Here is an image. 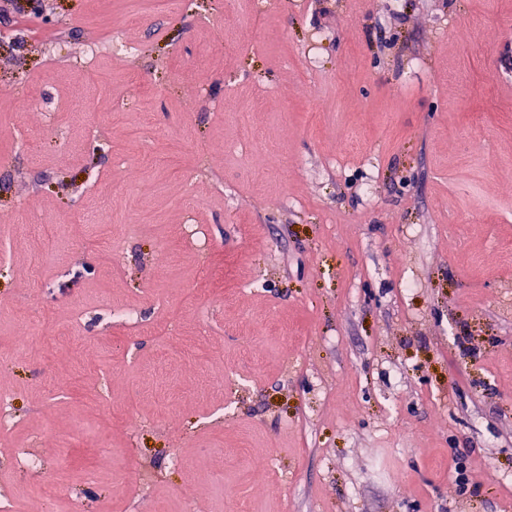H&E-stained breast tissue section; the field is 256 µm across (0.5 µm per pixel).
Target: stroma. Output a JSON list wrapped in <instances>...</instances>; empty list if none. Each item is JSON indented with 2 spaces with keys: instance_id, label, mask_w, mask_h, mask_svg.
<instances>
[{
  "instance_id": "obj_1",
  "label": "stroma",
  "mask_w": 512,
  "mask_h": 512,
  "mask_svg": "<svg viewBox=\"0 0 512 512\" xmlns=\"http://www.w3.org/2000/svg\"><path fill=\"white\" fill-rule=\"evenodd\" d=\"M51 2L0 40L14 512H512V0ZM113 31L142 56L75 66ZM132 396L137 420L113 414ZM21 448L46 469L10 468Z\"/></svg>"
}]
</instances>
